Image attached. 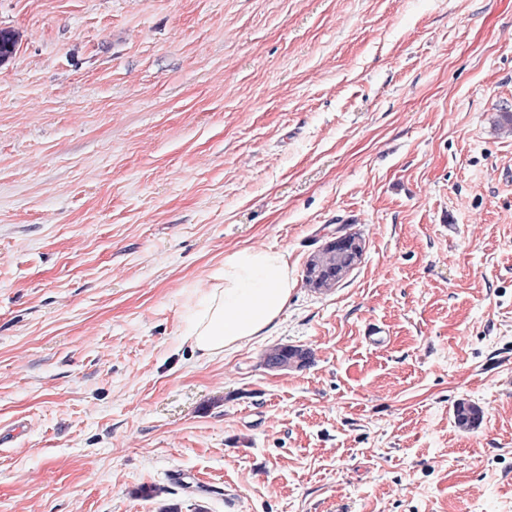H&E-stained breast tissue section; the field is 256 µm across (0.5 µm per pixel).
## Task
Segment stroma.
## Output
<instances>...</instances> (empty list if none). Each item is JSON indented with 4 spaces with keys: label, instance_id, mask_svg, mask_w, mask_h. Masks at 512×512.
Segmentation results:
<instances>
[{
    "label": "stroma",
    "instance_id": "obj_1",
    "mask_svg": "<svg viewBox=\"0 0 512 512\" xmlns=\"http://www.w3.org/2000/svg\"><path fill=\"white\" fill-rule=\"evenodd\" d=\"M0 29V512H512V0H0ZM341 227L360 262L309 288ZM249 246L288 308L199 359L192 291Z\"/></svg>",
    "mask_w": 512,
    "mask_h": 512
}]
</instances>
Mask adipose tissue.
<instances>
[{
	"mask_svg": "<svg viewBox=\"0 0 512 512\" xmlns=\"http://www.w3.org/2000/svg\"><path fill=\"white\" fill-rule=\"evenodd\" d=\"M295 284L284 252L247 247L225 255L217 283L195 296L188 329L193 348L214 360L268 336Z\"/></svg>",
	"mask_w": 512,
	"mask_h": 512,
	"instance_id": "ef3b65f1",
	"label": "adipose tissue"
}]
</instances>
